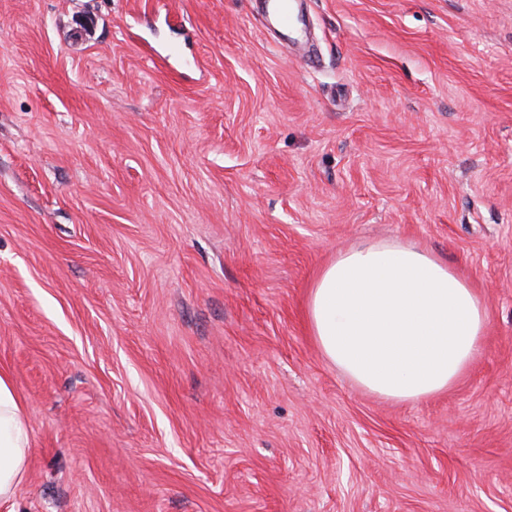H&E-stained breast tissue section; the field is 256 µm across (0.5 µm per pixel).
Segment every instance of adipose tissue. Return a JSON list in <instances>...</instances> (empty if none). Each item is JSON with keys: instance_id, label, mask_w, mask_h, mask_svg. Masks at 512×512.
I'll use <instances>...</instances> for the list:
<instances>
[{"instance_id": "adipose-tissue-1", "label": "adipose tissue", "mask_w": 512, "mask_h": 512, "mask_svg": "<svg viewBox=\"0 0 512 512\" xmlns=\"http://www.w3.org/2000/svg\"><path fill=\"white\" fill-rule=\"evenodd\" d=\"M310 333L324 358L385 399L418 402L448 390L476 357L484 300L455 270L401 242L338 252L307 300ZM24 406L0 375V500L28 467Z\"/></svg>"}]
</instances>
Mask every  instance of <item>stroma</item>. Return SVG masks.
Instances as JSON below:
<instances>
[{
    "mask_svg": "<svg viewBox=\"0 0 512 512\" xmlns=\"http://www.w3.org/2000/svg\"><path fill=\"white\" fill-rule=\"evenodd\" d=\"M484 298L386 400L305 319L337 252ZM0 512H512V0H0ZM30 431L25 407L9 378L0 375V500L11 499L25 479Z\"/></svg>",
    "mask_w": 512,
    "mask_h": 512,
    "instance_id": "35a3bbf8",
    "label": "stroma"
}]
</instances>
